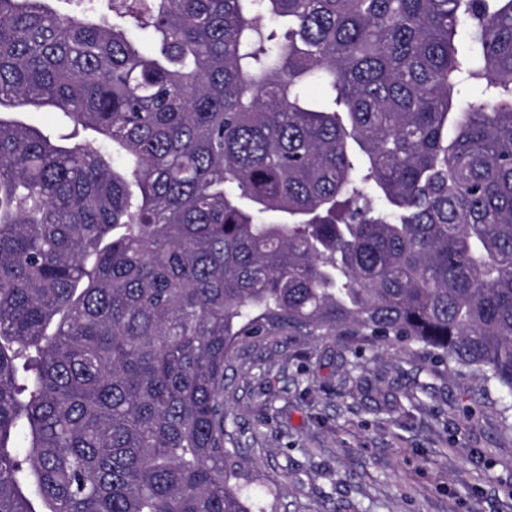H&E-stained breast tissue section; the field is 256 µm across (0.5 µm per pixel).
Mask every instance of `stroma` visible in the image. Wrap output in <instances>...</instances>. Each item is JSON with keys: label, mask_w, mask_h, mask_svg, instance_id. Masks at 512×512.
I'll use <instances>...</instances> for the list:
<instances>
[{"label": "stroma", "mask_w": 512, "mask_h": 512, "mask_svg": "<svg viewBox=\"0 0 512 512\" xmlns=\"http://www.w3.org/2000/svg\"><path fill=\"white\" fill-rule=\"evenodd\" d=\"M512 395L421 348L344 332L237 353L230 431L277 512H512Z\"/></svg>", "instance_id": "obj_1"}]
</instances>
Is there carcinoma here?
<instances>
[{"mask_svg":"<svg viewBox=\"0 0 512 512\" xmlns=\"http://www.w3.org/2000/svg\"><path fill=\"white\" fill-rule=\"evenodd\" d=\"M342 328L512 394V0H0V512H275L226 364ZM19 119L33 125L46 133H68L70 127H64L61 117L57 112L46 110H31L15 114Z\"/></svg>","mask_w":512,"mask_h":512,"instance_id":"carcinoma-1","label":"carcinoma"}]
</instances>
